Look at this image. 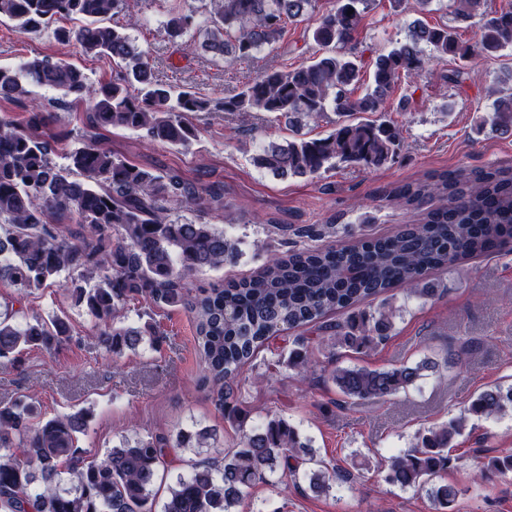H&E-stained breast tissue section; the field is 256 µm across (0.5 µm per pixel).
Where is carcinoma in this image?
<instances>
[{
  "instance_id": "1",
  "label": "carcinoma",
  "mask_w": 512,
  "mask_h": 512,
  "mask_svg": "<svg viewBox=\"0 0 512 512\" xmlns=\"http://www.w3.org/2000/svg\"><path fill=\"white\" fill-rule=\"evenodd\" d=\"M125 0H0V17L26 32L53 28L60 42L74 41L93 56H109L118 75L90 86L77 66L48 56L20 67L0 66V99L25 107L22 120L0 115V284L23 290L56 283L64 271L78 272L64 288L74 307L95 323L99 346L115 358L155 350L165 336L152 310L180 308L191 315L200 382L215 408L237 421L240 375L260 349L284 331H299L288 366L304 372L310 355L330 337L342 348L368 352L385 341L406 310L395 305L398 288L418 299H432L435 288L420 284L430 270H446L512 246V167L485 166L439 172L392 191L399 203L420 208L438 197L439 206L402 225L389 236L366 237L340 247H302L274 256L255 274L208 288H191L188 279L219 269L237 254L235 243L214 224L181 223L175 207L199 211L224 207V185L191 183L178 172L165 173L121 158L102 145L105 133L127 129L158 143L188 146L198 129L193 112L227 115L266 112L288 124H302L328 110L344 121L327 136L271 143L257 158L274 176L308 177L338 163L380 167L395 160L400 128L375 118L401 77L425 72L422 46L463 62L494 56L512 45V8L483 12L479 39L459 40L446 25L416 21L405 42L378 55L365 92L353 94L361 60L346 51L356 39L368 0H336L335 8L311 29L322 53L288 70L268 65L238 90L201 97L158 79L145 52L130 35L105 24ZM313 0H209L210 25L204 50L249 59L273 47L285 24L296 20ZM61 19L75 28L53 27ZM178 39L198 26L192 8L166 22ZM59 92L83 113L88 138L65 154L70 131L32 98V89ZM492 127L512 131V92L493 102ZM149 305L146 320L128 322L130 303ZM378 306L360 319L333 321L336 314L363 303ZM14 301L0 303V363L23 368L33 352H55L75 340L65 311L33 314L17 321ZM471 343L439 361L423 360L384 369L335 368L325 371L344 402L387 401L424 376L458 364ZM512 410V385L482 390L458 417L418 435V445L389 458L386 480L426 493L434 512H451L459 489L435 479L448 468V449L471 416L493 418ZM89 408L42 417L36 390L0 402V512H153L152 485L167 458L187 449L208 448L207 427L124 436L107 453L83 455L79 438L88 433ZM358 466L338 470L315 459L312 441L288 419L269 415L243 433L237 448L221 459L203 458L187 476L167 487L162 512H235L247 489L278 474L305 482L319 494L356 478ZM480 476L512 473V453L479 467Z\"/></svg>"
}]
</instances>
